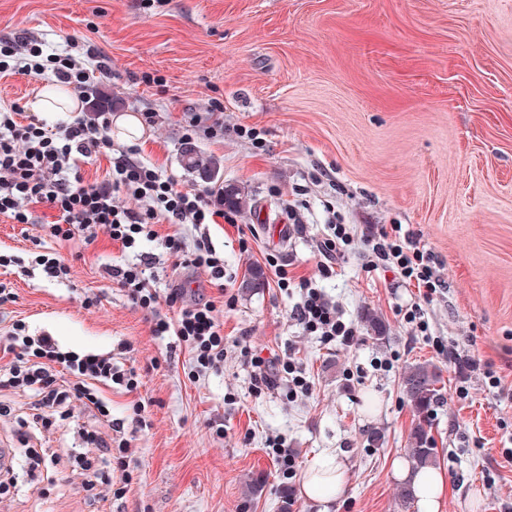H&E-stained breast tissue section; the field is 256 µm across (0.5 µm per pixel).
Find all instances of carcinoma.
<instances>
[{
	"instance_id": "cac0c4a2",
	"label": "carcinoma",
	"mask_w": 512,
	"mask_h": 512,
	"mask_svg": "<svg viewBox=\"0 0 512 512\" xmlns=\"http://www.w3.org/2000/svg\"><path fill=\"white\" fill-rule=\"evenodd\" d=\"M402 393L418 413L409 435V460L416 468L432 466L436 461V448L429 434V416L442 399V378L437 369L428 364H413L402 376Z\"/></svg>"
}]
</instances>
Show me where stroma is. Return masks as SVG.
I'll return each mask as SVG.
<instances>
[{"mask_svg": "<svg viewBox=\"0 0 512 512\" xmlns=\"http://www.w3.org/2000/svg\"><path fill=\"white\" fill-rule=\"evenodd\" d=\"M104 52L110 78L75 97L141 122L134 146L188 188L212 185L182 153L218 160L219 177L247 204L206 228L224 254L233 303L224 323V366L195 377L176 337L151 333V315L100 275L121 250L107 236L85 248L57 243L39 225L0 215V250L24 264L53 252L71 267L59 284L23 266L0 268L16 301L0 307V336L13 319L77 353H111L134 370L136 391H107L112 420L74 406L68 420L34 424L30 393L0 392V448L13 449L15 485L0 512H317L301 471L336 450L351 477L329 512H403L393 460L405 457L418 417L405 401L406 366L430 363L444 382L430 434L448 494L441 512H502L512 502V0H0V40L22 34ZM151 75L153 84L143 83ZM224 134L208 132L213 101ZM354 241L336 276L322 278L318 245L331 217ZM304 224L288 235V224ZM400 224L438 256L443 293L425 308L427 332L404 318L416 288L389 268L367 271L364 240ZM251 230L248 248L238 232ZM321 288L344 320L371 312L381 343L325 344L291 317L296 288L279 290L273 263ZM251 267L262 287L242 288ZM98 295L85 308L83 295ZM492 365L493 388L458 376L434 340ZM292 356L309 383L255 394L243 345ZM130 442V481L96 503L78 486L81 434ZM277 441L295 475L270 454ZM53 454L57 483L30 489L27 449Z\"/></svg>", "mask_w": 512, "mask_h": 512, "instance_id": "stroma-1", "label": "stroma"}]
</instances>
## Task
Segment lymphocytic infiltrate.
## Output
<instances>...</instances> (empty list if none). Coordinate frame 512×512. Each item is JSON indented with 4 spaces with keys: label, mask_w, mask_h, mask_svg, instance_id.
<instances>
[{
    "label": "lymphocytic infiltrate",
    "mask_w": 512,
    "mask_h": 512,
    "mask_svg": "<svg viewBox=\"0 0 512 512\" xmlns=\"http://www.w3.org/2000/svg\"><path fill=\"white\" fill-rule=\"evenodd\" d=\"M52 71L56 81L81 88L91 79L110 75L105 55L95 47L84 52H57L32 37L0 42V75L37 77ZM110 113L83 115L72 121L50 126L18 104L0 105V215L16 224L35 221L37 208L51 212L43 230L53 240L81 239L84 245L107 235L130 258L106 265L105 274L132 302L152 316L153 335L173 336L191 354L196 373L219 371L224 363V325L218 318L216 300L192 298L184 285L171 287L159 295L148 275L149 259L137 255L142 240L157 237L158 224H189L201 227L223 217V197L208 189H188L154 165L138 161L134 148L117 146L111 133ZM108 158L111 167L103 178L88 182L84 166ZM129 196L138 203L128 208L119 202ZM160 238V237H157ZM172 269H205L216 289L224 287V258L210 237L200 236L194 247H186L179 235L160 238ZM367 268L384 266L395 270L406 282L423 291L424 303L432 302L441 287L438 260L421 245L418 237L402 225L380 229L366 238ZM279 288L297 284L301 300L292 310L293 319L308 333L318 334L324 343H353L355 325L344 322L321 289L311 281H291L286 265L274 267ZM10 354L0 365V391L22 389L37 399L42 424L53 417H66L72 402H80L96 416L111 415L102 388L117 385L134 390L138 381L134 371L114 366L108 353L78 354L63 350L44 334L30 333L23 320L12 322L0 347ZM241 354L253 369L256 390L276 388L282 375H290L292 388L308 391L307 381L297 375L293 362L279 356H262L260 351L243 346ZM94 445V458L82 461L81 489L94 501H102L112 489V459L126 457L129 444L123 438L106 439L87 435Z\"/></svg>",
    "instance_id": "obj_1"
}]
</instances>
